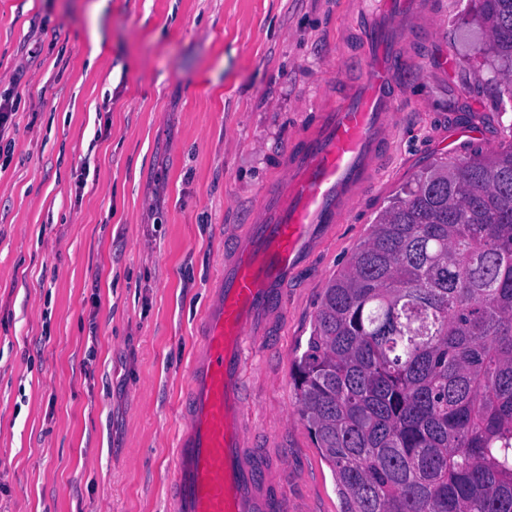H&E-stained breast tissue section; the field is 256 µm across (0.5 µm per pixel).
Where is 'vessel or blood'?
Returning <instances> with one entry per match:
<instances>
[{"instance_id": "obj_1", "label": "vessel or blood", "mask_w": 512, "mask_h": 512, "mask_svg": "<svg viewBox=\"0 0 512 512\" xmlns=\"http://www.w3.org/2000/svg\"><path fill=\"white\" fill-rule=\"evenodd\" d=\"M418 0H374L364 22L361 86L301 134L286 178L265 193L240 234L203 319L177 444L174 512H279L272 473L248 451L244 342L259 337L307 257L342 223L372 181L387 138L400 58L384 23L418 13Z\"/></svg>"}]
</instances>
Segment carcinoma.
Segmentation results:
<instances>
[{
	"label": "carcinoma",
	"mask_w": 512,
	"mask_h": 512,
	"mask_svg": "<svg viewBox=\"0 0 512 512\" xmlns=\"http://www.w3.org/2000/svg\"><path fill=\"white\" fill-rule=\"evenodd\" d=\"M512 94V0H479ZM342 512H512V144L406 184L295 361Z\"/></svg>",
	"instance_id": "1"
}]
</instances>
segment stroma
Wrapping results in <instances>:
<instances>
[{"instance_id": "stroma-1", "label": "stroma", "mask_w": 512, "mask_h": 512, "mask_svg": "<svg viewBox=\"0 0 512 512\" xmlns=\"http://www.w3.org/2000/svg\"><path fill=\"white\" fill-rule=\"evenodd\" d=\"M426 2L428 19L398 32L400 101L373 185L245 350L246 431L288 512L342 510L292 381L324 289L420 171L512 143L475 0ZM366 6L0 0V92L22 97L0 171V512H171L227 227L250 222L295 138L361 80Z\"/></svg>"}]
</instances>
